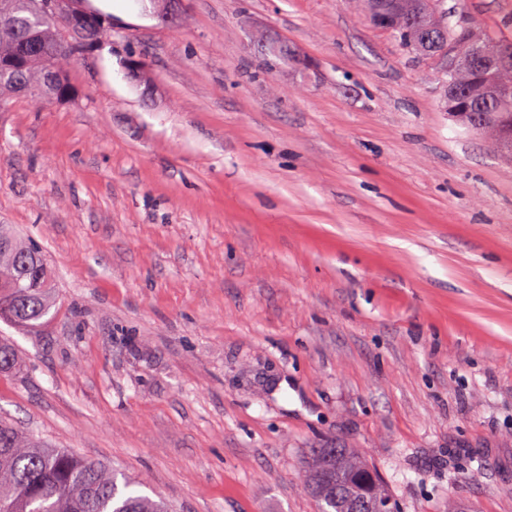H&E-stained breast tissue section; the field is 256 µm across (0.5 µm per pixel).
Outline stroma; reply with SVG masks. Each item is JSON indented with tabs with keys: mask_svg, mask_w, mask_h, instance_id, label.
Wrapping results in <instances>:
<instances>
[{
	"mask_svg": "<svg viewBox=\"0 0 512 512\" xmlns=\"http://www.w3.org/2000/svg\"><path fill=\"white\" fill-rule=\"evenodd\" d=\"M512 40V0H446ZM76 95L0 107V224L57 305L0 320V419L171 512H512V161L353 0H125ZM338 471L341 484L330 480ZM305 482L320 512H350L360 498H392L377 469L353 448H312Z\"/></svg>",
	"mask_w": 512,
	"mask_h": 512,
	"instance_id": "obj_1",
	"label": "stroma"
}]
</instances>
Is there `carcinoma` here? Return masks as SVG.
<instances>
[{
    "label": "carcinoma",
    "mask_w": 512,
    "mask_h": 512,
    "mask_svg": "<svg viewBox=\"0 0 512 512\" xmlns=\"http://www.w3.org/2000/svg\"><path fill=\"white\" fill-rule=\"evenodd\" d=\"M0 8V100L24 92L38 100L64 102L75 95L67 66L75 57L61 43L60 24L35 15L28 0H7ZM439 15L442 37L419 49L423 29ZM444 0H401L391 9L390 31L405 49L435 58L440 45H467L465 33L448 22ZM30 40L36 50L17 64L21 43ZM55 73L54 87L45 85L44 72ZM472 112H450L448 117L471 131L482 130L504 156L512 157V112H500L478 98ZM0 319L33 329L56 305L44 255L21 239L7 224H0ZM18 350L0 341V376L16 372ZM305 482L319 512H351L360 498L382 500L390 496L377 469L353 448H312ZM0 512H168L167 505L141 495L133 484L118 486L112 470L69 451L51 448L13 424L0 420Z\"/></svg>",
    "instance_id": "1"
}]
</instances>
